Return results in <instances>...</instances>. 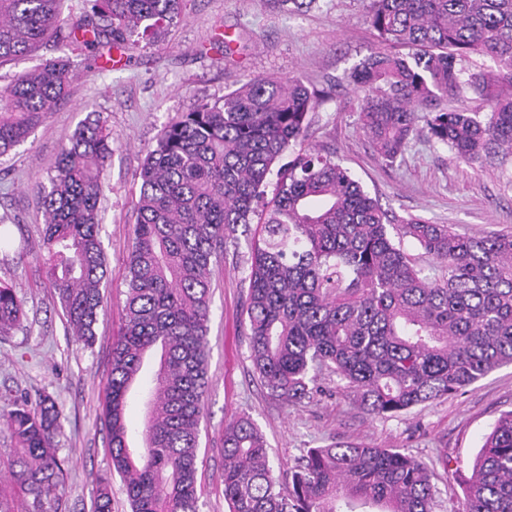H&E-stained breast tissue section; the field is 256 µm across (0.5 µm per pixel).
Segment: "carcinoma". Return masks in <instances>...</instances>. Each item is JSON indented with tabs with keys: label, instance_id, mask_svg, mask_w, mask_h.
I'll return each instance as SVG.
<instances>
[{
	"label": "carcinoma",
	"instance_id": "obj_1",
	"mask_svg": "<svg viewBox=\"0 0 512 512\" xmlns=\"http://www.w3.org/2000/svg\"><path fill=\"white\" fill-rule=\"evenodd\" d=\"M91 2L90 13L67 22L62 0H0V66L64 39L91 53L104 39L118 49L152 46L184 9V0ZM368 19L385 48L349 79L369 92L361 129L382 160L394 162L416 135L469 164L512 157V0H371ZM472 55L493 66L469 72L463 61ZM70 82L69 60L58 56L0 89V155L30 137ZM467 92L485 117L440 107ZM319 104L297 78L254 77L223 102L172 118L140 167L125 324L102 405L131 512H199L211 268L243 239L249 359L275 399L312 398L325 369L363 411L397 417L512 363V233L475 237L421 217L396 219L331 156L304 146ZM111 153L105 121L89 117L38 188L39 257L68 327L87 345L103 307L99 204ZM253 224L260 231L250 237ZM405 237L439 274H425ZM24 318V298L0 282V336ZM150 357L136 451L125 411ZM61 418L44 393L0 401V437L12 446L0 512H13L19 492L29 512H58L68 467ZM433 478L411 454L353 442L311 448L277 476L250 416L224 427L228 512H434ZM460 512H512V411L485 437Z\"/></svg>",
	"mask_w": 512,
	"mask_h": 512
}]
</instances>
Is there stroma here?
Here are the masks:
<instances>
[{"label": "stroma", "instance_id": "obj_1", "mask_svg": "<svg viewBox=\"0 0 512 512\" xmlns=\"http://www.w3.org/2000/svg\"><path fill=\"white\" fill-rule=\"evenodd\" d=\"M369 0H317L288 12L272 0H187L181 20L154 46L121 63L110 45L101 60L78 45L48 43L39 53L0 67V87L40 58L69 55L70 93L31 137L0 156V281L26 301V320L0 338V395L43 392L62 408L59 454L69 461L61 512H95L97 490L112 489V512H130L113 473L100 396L109 377L112 347L124 323L126 264L131 250L141 163L163 126L176 113L214 103L256 76L298 77L322 91L313 112L309 146L332 155L382 207L401 217L451 224L485 236L512 231V157L470 165L424 138L410 141L402 157L386 163L360 129L362 91L348 79L352 67L377 47L367 21ZM231 36V47L218 36ZM103 116L112 132V155L102 181L100 235L107 255L104 307L92 347L65 325L58 298L36 258L43 225L36 185L45 180L61 146L89 113ZM247 247L227 251L211 275L207 334L209 390L198 459L200 512H227L224 501V427L249 414L270 446L275 473L296 465L307 449L337 441L396 448L435 473V512H455L461 482L504 412L512 410V364L473 385L398 417L364 413L336 387L318 378L313 400L284 404L253 373L242 315L247 288L242 270Z\"/></svg>", "mask_w": 512, "mask_h": 512}]
</instances>
